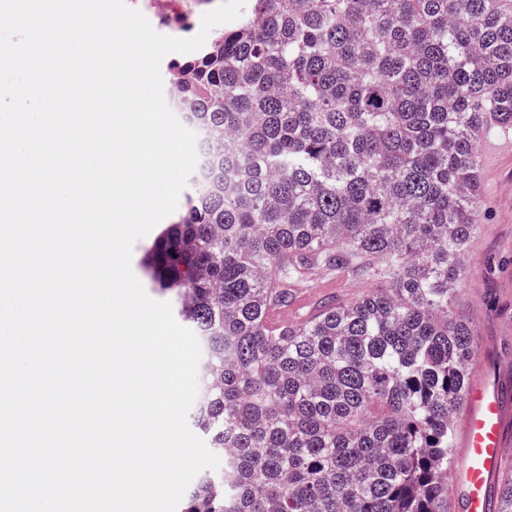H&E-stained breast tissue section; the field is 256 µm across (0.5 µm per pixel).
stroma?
Instances as JSON below:
<instances>
[{"label": "stroma", "instance_id": "obj_1", "mask_svg": "<svg viewBox=\"0 0 512 512\" xmlns=\"http://www.w3.org/2000/svg\"><path fill=\"white\" fill-rule=\"evenodd\" d=\"M160 34L195 36L203 15L219 0H128ZM480 195L483 219L464 255L465 279L455 305L470 322L480 349L471 374L490 372L512 393V131L489 128L481 142ZM301 287L307 295L304 314L321 302L348 299L369 291L368 283L330 270H318Z\"/></svg>", "mask_w": 512, "mask_h": 512}]
</instances>
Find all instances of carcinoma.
<instances>
[{"label": "carcinoma", "instance_id": "obj_1", "mask_svg": "<svg viewBox=\"0 0 512 512\" xmlns=\"http://www.w3.org/2000/svg\"><path fill=\"white\" fill-rule=\"evenodd\" d=\"M170 71L204 153L141 266L200 342L194 421L224 455L184 512H448L477 350L453 305L481 140L512 129V0H248ZM324 268L375 288L269 332ZM305 304L303 298L299 297L295 299L291 311L288 313V309L271 308L268 310L265 316V327L271 331H277L283 326L288 325V320H291L295 310Z\"/></svg>", "mask_w": 512, "mask_h": 512}]
</instances>
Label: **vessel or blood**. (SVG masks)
I'll list each match as a JSON object with an SVG mask.
<instances>
[{"instance_id": "b4317fda", "label": "vessel or blood", "mask_w": 512, "mask_h": 512, "mask_svg": "<svg viewBox=\"0 0 512 512\" xmlns=\"http://www.w3.org/2000/svg\"><path fill=\"white\" fill-rule=\"evenodd\" d=\"M503 405V390L496 381L470 382L462 414L463 452L451 466L453 512H491L492 479L512 455Z\"/></svg>"}]
</instances>
